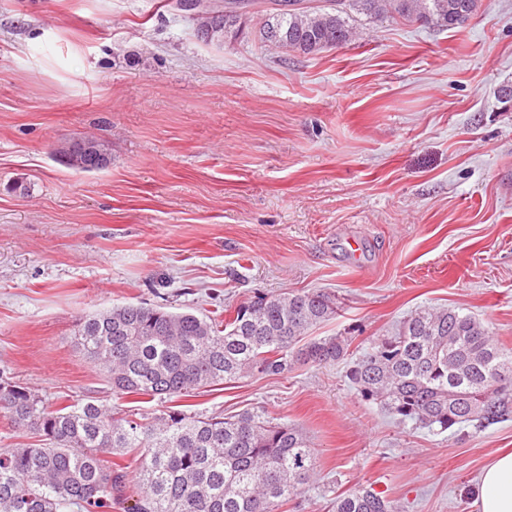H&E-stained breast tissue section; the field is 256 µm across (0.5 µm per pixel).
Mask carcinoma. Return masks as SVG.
<instances>
[{
  "label": "carcinoma",
  "mask_w": 512,
  "mask_h": 512,
  "mask_svg": "<svg viewBox=\"0 0 512 512\" xmlns=\"http://www.w3.org/2000/svg\"><path fill=\"white\" fill-rule=\"evenodd\" d=\"M482 0H226L197 18L244 33L246 14L261 15L262 43L303 56L345 45L350 15L388 14L441 30L462 27ZM83 172L109 164L98 141L58 150ZM323 291L260 296L224 320L129 304L80 322L76 345L100 366L112 394L166 399L246 376L283 375L300 363L349 356L351 336L306 339L336 317ZM347 378L363 400L401 424L444 433L512 418V350L499 347L480 321L455 309L421 308L391 336H378L352 361ZM0 413L40 439L0 448V512H278L316 474V455L297 428L256 407L237 416L197 417L167 410L151 418L117 416L91 399L49 411L27 389L0 382ZM142 448L139 489L105 455ZM334 512H396L371 488L336 498Z\"/></svg>",
  "instance_id": "cac0c4a2"
}]
</instances>
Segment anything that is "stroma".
Masks as SVG:
<instances>
[{
  "instance_id": "stroma-1",
  "label": "stroma",
  "mask_w": 512,
  "mask_h": 512,
  "mask_svg": "<svg viewBox=\"0 0 512 512\" xmlns=\"http://www.w3.org/2000/svg\"><path fill=\"white\" fill-rule=\"evenodd\" d=\"M176 0H0V380L48 410L231 416L260 406L307 436L318 480L279 512H333L370 487L398 512H480L478 476L512 421L398 425L347 361L297 364L172 400L113 396L75 348L127 304L215 316L260 295L341 301L314 336L369 352L422 308H456L512 349V0L464 27L359 21L302 56L207 44ZM85 137L111 160L57 154ZM81 144L87 145L90 150H82ZM107 151L105 145L98 141L79 140L69 143L57 152L71 168L92 172L101 170L110 163Z\"/></svg>"
}]
</instances>
